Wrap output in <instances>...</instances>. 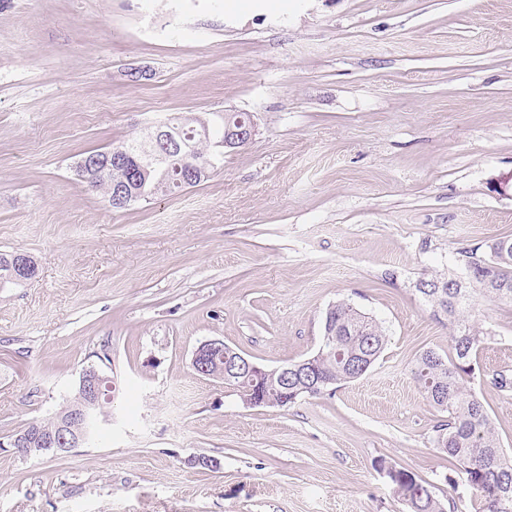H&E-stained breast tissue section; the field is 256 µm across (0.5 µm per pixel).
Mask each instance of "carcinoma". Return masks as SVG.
Returning a JSON list of instances; mask_svg holds the SVG:
<instances>
[{"label":"carcinoma","instance_id":"carcinoma-1","mask_svg":"<svg viewBox=\"0 0 512 512\" xmlns=\"http://www.w3.org/2000/svg\"><path fill=\"white\" fill-rule=\"evenodd\" d=\"M209 136L203 137L189 126H165L175 138L190 141L205 173L189 179L181 165L168 162L145 186L147 194L156 181H162L165 191L194 187L207 180L219 157L213 143L224 136V123L207 122ZM490 259L482 260L469 254L466 266L470 277L460 288L449 287L455 275L439 276L427 284L439 283L442 288L423 292L434 306L448 316L452 329L448 355L428 349L416 359L411 374L422 389L426 400L446 414V419L435 426L437 448L454 467H463L469 485L477 493V512H512V459L500 446L491 419L483 404L464 386V380L475 375L477 352L482 343L481 331L464 319V309L473 293L477 292L494 300L512 302V237L500 238L489 246ZM322 340L326 341L322 353L314 359V370L319 377H330L335 384L352 382L362 377L380 357L388 338L382 326L371 317L342 301L331 306L325 315ZM243 392L272 396V387L264 381L235 378L224 383ZM319 391L310 387V381L301 376L294 380L288 391V403L304 396H316ZM70 400L55 417L28 423L17 434L24 435L37 429L29 440L32 453L44 449L38 438L56 434L62 417L74 407ZM399 497L410 512H444L442 503L435 497L428 483L410 477L406 483L396 484Z\"/></svg>","mask_w":512,"mask_h":512}]
</instances>
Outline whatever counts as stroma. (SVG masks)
Listing matches in <instances>:
<instances>
[{"label":"stroma","mask_w":512,"mask_h":512,"mask_svg":"<svg viewBox=\"0 0 512 512\" xmlns=\"http://www.w3.org/2000/svg\"><path fill=\"white\" fill-rule=\"evenodd\" d=\"M133 68L149 78L133 82ZM253 116L211 177L116 211L79 154L175 116ZM512 235V0H8L0 7V512H407L382 458L475 512L411 376L447 353L418 286ZM351 303L388 343L361 378L249 407L197 376L220 338L274 367L309 357ZM465 385L512 456V304L474 295ZM111 377L88 444L23 457L85 366ZM219 461L194 466L193 457Z\"/></svg>","instance_id":"1"}]
</instances>
